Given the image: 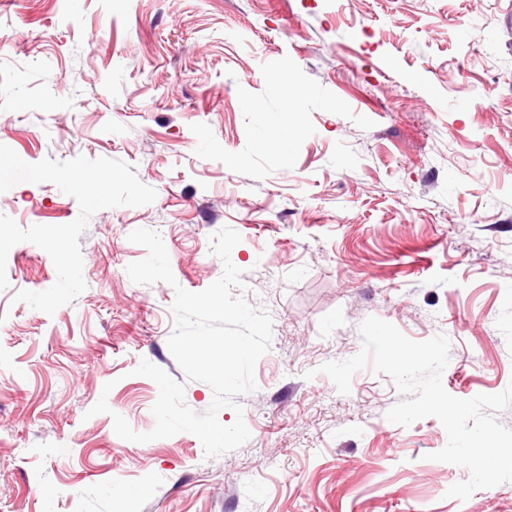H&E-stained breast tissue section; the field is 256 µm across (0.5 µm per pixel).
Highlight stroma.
<instances>
[{
    "instance_id": "obj_1",
    "label": "stroma",
    "mask_w": 512,
    "mask_h": 512,
    "mask_svg": "<svg viewBox=\"0 0 512 512\" xmlns=\"http://www.w3.org/2000/svg\"><path fill=\"white\" fill-rule=\"evenodd\" d=\"M512 0H0V144L24 161L117 159L157 192L95 213L79 242L85 290L54 315L15 301L50 288V256L21 242L0 291V512H512V482L447 497L466 468L431 460L437 418L389 422L393 380L366 368L337 391L321 365L362 347L373 316L450 342L445 390L512 383ZM300 95L286 111L274 83ZM285 113L287 146L258 147ZM23 228L61 225L54 184L0 193ZM242 237L245 295L273 322L250 439L205 457L153 429L141 360L213 391L168 348L175 287L223 272L209 237ZM158 232L175 285L133 283ZM109 413L90 415L99 398ZM134 490L128 500L117 489Z\"/></svg>"
}]
</instances>
